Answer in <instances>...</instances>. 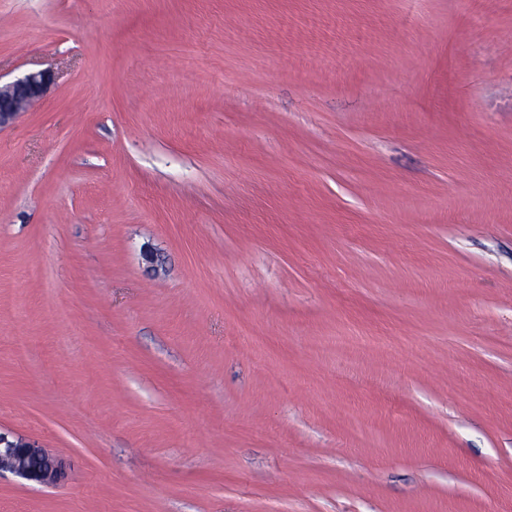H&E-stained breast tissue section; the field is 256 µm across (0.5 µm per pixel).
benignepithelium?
<instances>
[{"mask_svg":"<svg viewBox=\"0 0 512 512\" xmlns=\"http://www.w3.org/2000/svg\"><path fill=\"white\" fill-rule=\"evenodd\" d=\"M55 84L50 70L29 73L0 83V127L42 99ZM60 459L35 440H11L0 433V473L10 472L32 484L52 486L62 473Z\"/></svg>","mask_w":512,"mask_h":512,"instance_id":"1","label":"benign epithelium"}]
</instances>
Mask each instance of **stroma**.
<instances>
[{
    "mask_svg": "<svg viewBox=\"0 0 512 512\" xmlns=\"http://www.w3.org/2000/svg\"><path fill=\"white\" fill-rule=\"evenodd\" d=\"M47 69L0 432L64 475L0 512H512V0H0Z\"/></svg>",
    "mask_w": 512,
    "mask_h": 512,
    "instance_id": "1",
    "label": "stroma"
}]
</instances>
